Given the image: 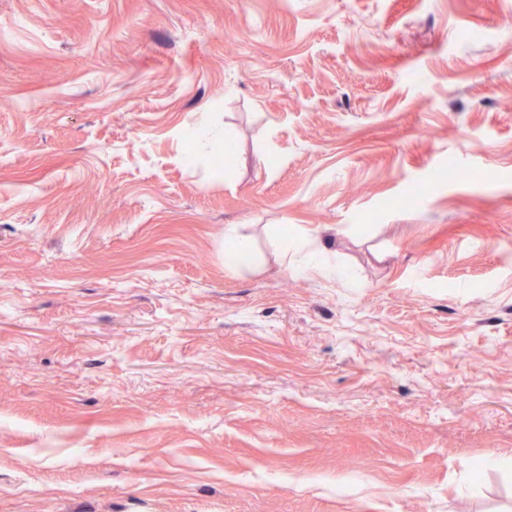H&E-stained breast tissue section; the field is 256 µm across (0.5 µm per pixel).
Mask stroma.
Returning a JSON list of instances; mask_svg holds the SVG:
<instances>
[{"mask_svg": "<svg viewBox=\"0 0 512 512\" xmlns=\"http://www.w3.org/2000/svg\"><path fill=\"white\" fill-rule=\"evenodd\" d=\"M492 456L512 0H0V512H512ZM235 243L234 250L225 255V263L235 270L246 269L253 262L251 246L245 239H236Z\"/></svg>", "mask_w": 512, "mask_h": 512, "instance_id": "1", "label": "stroma"}]
</instances>
